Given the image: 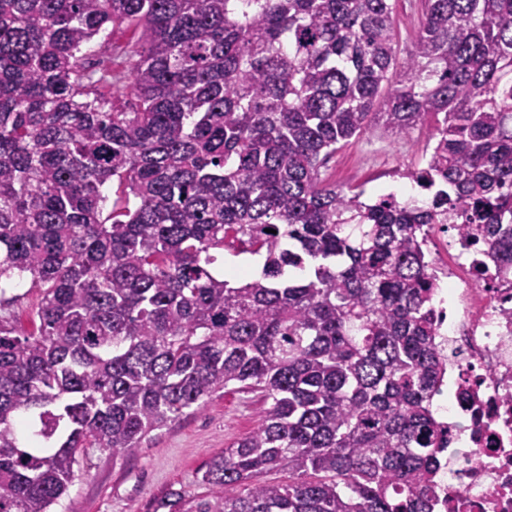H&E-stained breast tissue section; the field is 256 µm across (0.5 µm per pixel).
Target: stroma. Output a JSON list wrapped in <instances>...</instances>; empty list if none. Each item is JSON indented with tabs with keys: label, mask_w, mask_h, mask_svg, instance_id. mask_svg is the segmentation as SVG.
I'll use <instances>...</instances> for the list:
<instances>
[{
	"label": "stroma",
	"mask_w": 512,
	"mask_h": 512,
	"mask_svg": "<svg viewBox=\"0 0 512 512\" xmlns=\"http://www.w3.org/2000/svg\"><path fill=\"white\" fill-rule=\"evenodd\" d=\"M392 5L397 52L403 56L413 47L426 5L424 0H392ZM433 132L430 122L406 134L374 129L338 150L322 175L337 187L364 190L369 198L393 192L408 199L412 186L401 173L423 165ZM260 408L254 394L229 389L151 432L122 456L88 450L53 512H155L161 500L176 492L198 502L207 499L209 490L201 481L207 464L257 427Z\"/></svg>",
	"instance_id": "1"
}]
</instances>
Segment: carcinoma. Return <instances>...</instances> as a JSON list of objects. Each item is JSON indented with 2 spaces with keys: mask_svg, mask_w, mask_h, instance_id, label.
<instances>
[{
  "mask_svg": "<svg viewBox=\"0 0 512 512\" xmlns=\"http://www.w3.org/2000/svg\"><path fill=\"white\" fill-rule=\"evenodd\" d=\"M425 3L400 58L390 0H0V303L42 295L37 330L0 317V512H50L86 449L232 384L258 426L208 463L210 500L159 508L434 512L423 245L449 224L480 281L512 274V0ZM116 29L136 59L93 68ZM427 120L422 198L321 178L372 126ZM225 250L261 275L218 272ZM218 261H217V267L218 269L224 268V271L230 272L232 270L237 269H245L249 271L252 274H257L260 271V267L257 263H242V262H248V261H256L258 263H261L263 266V258L260 256L250 255V254H243L238 257H234L232 255H229L226 251H224V255L222 252L220 254H217ZM228 257H233L241 260L242 262H227L224 264V260Z\"/></svg>",
  "mask_w": 512,
  "mask_h": 512,
  "instance_id": "cac0c4a2",
  "label": "carcinoma"
}]
</instances>
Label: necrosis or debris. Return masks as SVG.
Listing matches in <instances>:
<instances>
[{
    "mask_svg": "<svg viewBox=\"0 0 512 512\" xmlns=\"http://www.w3.org/2000/svg\"><path fill=\"white\" fill-rule=\"evenodd\" d=\"M465 248L455 265L436 260L442 314L437 334L452 363L435 395L449 431L441 456L435 512H512V277L477 287Z\"/></svg>",
    "mask_w": 512,
    "mask_h": 512,
    "instance_id": "necrosis-or-debris-1",
    "label": "necrosis or debris"
}]
</instances>
